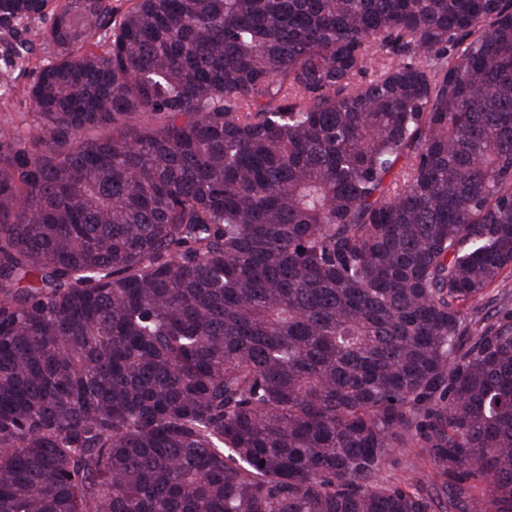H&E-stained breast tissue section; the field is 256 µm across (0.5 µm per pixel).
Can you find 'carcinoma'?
<instances>
[{"label":"carcinoma","instance_id":"cac0c4a2","mask_svg":"<svg viewBox=\"0 0 512 512\" xmlns=\"http://www.w3.org/2000/svg\"><path fill=\"white\" fill-rule=\"evenodd\" d=\"M0 41L53 50L0 127V512H512V0H0ZM381 477L391 482H408L413 489L432 492L443 500L442 468L438 467L425 448H399L395 464L386 467Z\"/></svg>","mask_w":512,"mask_h":512}]
</instances>
